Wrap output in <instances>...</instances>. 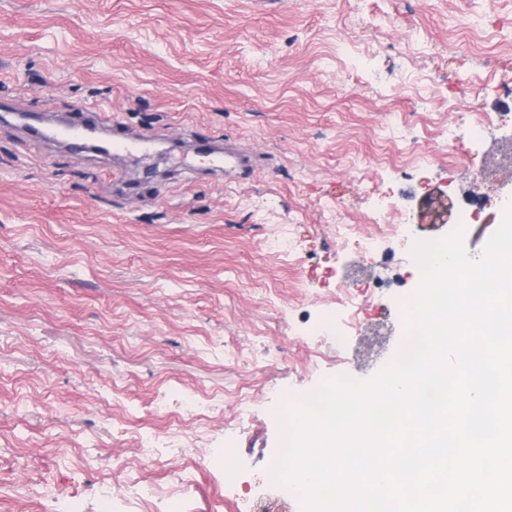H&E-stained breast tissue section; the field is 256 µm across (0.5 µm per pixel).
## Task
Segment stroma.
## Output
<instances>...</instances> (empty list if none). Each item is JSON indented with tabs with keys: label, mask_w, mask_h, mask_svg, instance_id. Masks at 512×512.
Masks as SVG:
<instances>
[{
	"label": "stroma",
	"mask_w": 512,
	"mask_h": 512,
	"mask_svg": "<svg viewBox=\"0 0 512 512\" xmlns=\"http://www.w3.org/2000/svg\"><path fill=\"white\" fill-rule=\"evenodd\" d=\"M0 0V512H126L180 475L188 499L151 512H238L266 481L290 397L340 375L367 380L409 333L421 276L413 240L358 256L336 220L361 223L430 190L481 196L465 227L480 259L512 204V170L484 162L503 124L461 125L450 87L491 81L512 113V0ZM118 113L147 152L75 155L33 138L77 106ZM258 160L224 176L205 149ZM430 163L397 167L408 147ZM340 217H333L330 206ZM291 232V256L263 242ZM362 260L376 291L342 342L336 285ZM241 459L224 478V449Z\"/></svg>",
	"instance_id": "stroma-1"
}]
</instances>
